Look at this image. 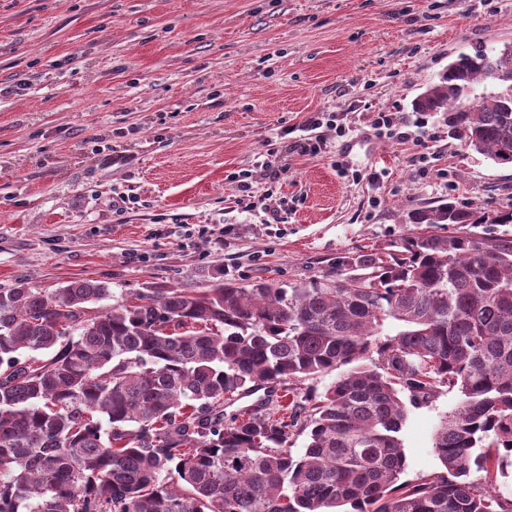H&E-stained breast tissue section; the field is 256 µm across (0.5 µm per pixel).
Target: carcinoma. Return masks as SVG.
<instances>
[{"label":"carcinoma","instance_id":"1","mask_svg":"<svg viewBox=\"0 0 512 512\" xmlns=\"http://www.w3.org/2000/svg\"><path fill=\"white\" fill-rule=\"evenodd\" d=\"M459 60L414 110L512 165V53ZM490 62L508 82L473 100ZM486 223L512 211L424 206L392 249L285 286L218 268L206 288L112 305L97 279L0 287V512H512L496 491L512 461V238L476 237ZM259 384L288 385V404L224 421ZM441 387L459 394L434 439L442 469L404 484L403 394L417 406Z\"/></svg>","mask_w":512,"mask_h":512}]
</instances>
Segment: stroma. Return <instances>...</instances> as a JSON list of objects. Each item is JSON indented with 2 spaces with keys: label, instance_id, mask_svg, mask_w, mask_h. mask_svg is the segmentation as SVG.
Masks as SVG:
<instances>
[{
  "label": "stroma",
  "instance_id": "35a3bbf8",
  "mask_svg": "<svg viewBox=\"0 0 512 512\" xmlns=\"http://www.w3.org/2000/svg\"><path fill=\"white\" fill-rule=\"evenodd\" d=\"M507 43L512 0H0V286L296 283L389 250L418 208L510 210L512 167L412 110ZM320 113L323 153H292ZM457 402L409 407L403 480L440 470Z\"/></svg>",
  "mask_w": 512,
  "mask_h": 512
}]
</instances>
